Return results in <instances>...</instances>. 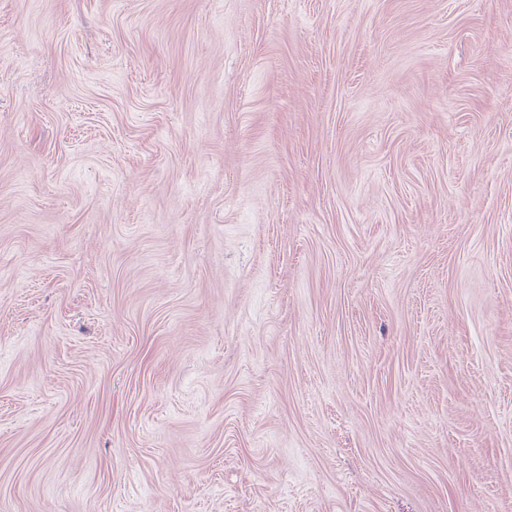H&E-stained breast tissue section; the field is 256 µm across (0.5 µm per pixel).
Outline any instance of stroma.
I'll return each mask as SVG.
<instances>
[{
	"label": "stroma",
	"instance_id": "obj_1",
	"mask_svg": "<svg viewBox=\"0 0 512 512\" xmlns=\"http://www.w3.org/2000/svg\"><path fill=\"white\" fill-rule=\"evenodd\" d=\"M0 512H512V0H0Z\"/></svg>",
	"mask_w": 512,
	"mask_h": 512
}]
</instances>
